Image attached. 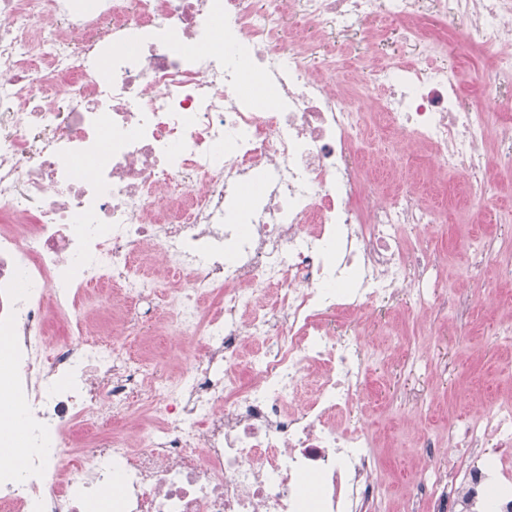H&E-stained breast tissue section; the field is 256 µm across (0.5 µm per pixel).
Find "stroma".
<instances>
[{
  "instance_id": "35a3bbf8",
  "label": "stroma",
  "mask_w": 512,
  "mask_h": 512,
  "mask_svg": "<svg viewBox=\"0 0 512 512\" xmlns=\"http://www.w3.org/2000/svg\"><path fill=\"white\" fill-rule=\"evenodd\" d=\"M486 155V177L491 196L469 197L455 173L439 174L437 164L422 169L394 160H382L371 152L374 140L361 145V154L374 168L385 193H394L402 180L417 175L422 182L436 185L430 205L446 209L447 223L429 230L428 253L442 263L443 278L449 288H467L473 263L472 243H484L485 259L480 286L512 295V285L498 282V263L512 258V170L498 161L499 130L490 127ZM512 326V305L498 306L476 298L467 312L448 310L422 324L404 312L390 314L384 325L369 338L373 347L385 348L380 358H370L366 379V400L352 419L374 437V453L385 496L374 512H409L410 505L401 488L405 474L432 466L433 461L420 446L422 436L446 438L461 417L488 402L512 401V377L504 372L512 363V338L502 336L504 326ZM419 356L436 365V372L417 375L402 362ZM424 401L428 414L422 423H408L417 401Z\"/></svg>"
}]
</instances>
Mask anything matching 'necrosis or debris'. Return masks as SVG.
<instances>
[{"label": "necrosis or debris", "instance_id": "4bbe7bcc", "mask_svg": "<svg viewBox=\"0 0 512 512\" xmlns=\"http://www.w3.org/2000/svg\"><path fill=\"white\" fill-rule=\"evenodd\" d=\"M224 47L208 50L213 21ZM409 24L420 57L368 53L381 130L431 145L473 197L500 112L512 166V53L466 90L461 60L512 33V0H0V337L15 353L0 512H371L385 494L363 398L367 347L338 319L448 298L405 238L443 214L384 198L356 159L366 119L309 33ZM107 68H100L101 58ZM277 91L242 101L247 71ZM249 216L232 212L255 174ZM153 303L154 323L139 320ZM187 338L178 373L133 353ZM512 403L460 421L408 478L433 512H512ZM468 449L465 467L448 459Z\"/></svg>", "mask_w": 512, "mask_h": 512}]
</instances>
